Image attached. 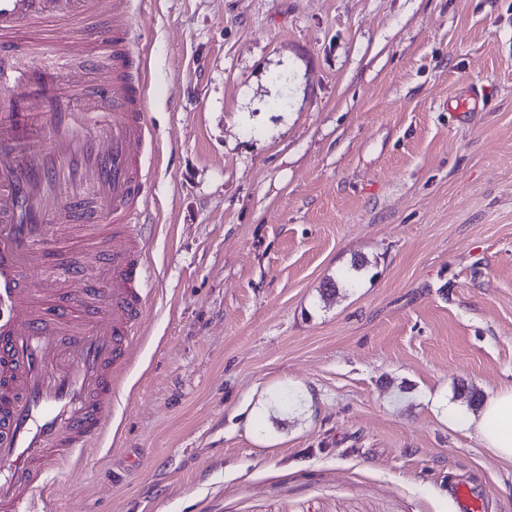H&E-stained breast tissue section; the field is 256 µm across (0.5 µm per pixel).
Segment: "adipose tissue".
Returning <instances> with one entry per match:
<instances>
[{"mask_svg":"<svg viewBox=\"0 0 512 512\" xmlns=\"http://www.w3.org/2000/svg\"><path fill=\"white\" fill-rule=\"evenodd\" d=\"M449 425L475 437L506 463H512V385L500 387L474 412L448 409Z\"/></svg>","mask_w":512,"mask_h":512,"instance_id":"obj_1","label":"adipose tissue"}]
</instances>
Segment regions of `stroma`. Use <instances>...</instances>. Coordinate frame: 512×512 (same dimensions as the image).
<instances>
[{
  "mask_svg": "<svg viewBox=\"0 0 512 512\" xmlns=\"http://www.w3.org/2000/svg\"><path fill=\"white\" fill-rule=\"evenodd\" d=\"M141 333L54 512H512V0H136ZM483 110L453 112L470 86ZM368 266L355 287L323 286ZM448 424L475 437L506 463H512V385L492 393L476 412H458L448 407ZM448 493L456 501L460 512H481L482 504L473 496L465 482L457 481L449 484Z\"/></svg>",
  "mask_w": 512,
  "mask_h": 512,
  "instance_id": "1",
  "label": "stroma"
}]
</instances>
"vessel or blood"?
Masks as SVG:
<instances>
[{"mask_svg": "<svg viewBox=\"0 0 512 512\" xmlns=\"http://www.w3.org/2000/svg\"><path fill=\"white\" fill-rule=\"evenodd\" d=\"M132 0H0V512H48L34 496L104 433L146 305L133 229L150 135ZM48 104L30 112L32 96ZM42 286L32 289L30 275ZM460 512L482 505L449 484Z\"/></svg>", "mask_w": 512, "mask_h": 512, "instance_id": "b4317fda", "label": "vessel or blood"}]
</instances>
